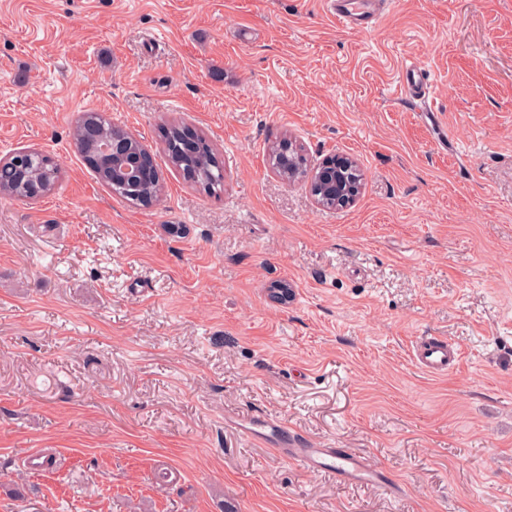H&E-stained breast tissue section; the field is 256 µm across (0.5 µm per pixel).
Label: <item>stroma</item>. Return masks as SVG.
<instances>
[{
	"mask_svg": "<svg viewBox=\"0 0 512 512\" xmlns=\"http://www.w3.org/2000/svg\"><path fill=\"white\" fill-rule=\"evenodd\" d=\"M84 112L146 146L161 201L95 177ZM170 124L221 191L170 164ZM284 137L355 160L356 202L275 175ZM26 149L61 172L0 196V512H512V0H391L365 30L325 0H0V159ZM423 336L460 365L419 369ZM253 415L385 484L284 459ZM427 71L417 63L407 65L401 76V90L416 100L424 101L428 89ZM112 128L122 129L121 127L112 125L110 122H107L97 113H86L83 117L79 118L73 129V141L76 147L77 152L81 155V157L87 162V158L82 150L83 146L86 145L91 138L96 139H107L110 137ZM92 168V171L96 174V176L106 184L113 193L118 196L126 199L127 201H131L134 204H148L153 201H157L163 191V185L159 179V181L151 185L145 189H141L137 192H131L124 187L115 185L112 183V180L107 175L105 169L101 165H92L89 163ZM187 132H192V130L176 124L162 129L169 162L175 168L180 169L190 181L199 185L203 190L211 192L215 185L219 186L224 179L222 167L209 143L195 133L196 151L192 154L183 153L181 147L187 137Z\"/></svg>",
	"mask_w": 512,
	"mask_h": 512,
	"instance_id": "1",
	"label": "stroma"
}]
</instances>
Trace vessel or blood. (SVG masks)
<instances>
[{"label":"vessel or blood","mask_w":512,"mask_h":512,"mask_svg":"<svg viewBox=\"0 0 512 512\" xmlns=\"http://www.w3.org/2000/svg\"><path fill=\"white\" fill-rule=\"evenodd\" d=\"M372 0H327L330 10L344 27L373 25L378 21L371 11ZM428 86L427 72L417 63L407 65L402 72L400 87L406 95L424 100ZM416 363L425 372L443 375L454 368L460 350L437 338L423 339L413 350ZM240 428L251 438L267 443L287 458L296 460L311 469L336 470L348 481H381L380 471L369 469L364 460L347 450L313 445L309 440L288 431L281 422L267 418L251 417L240 420Z\"/></svg>","instance_id":"vessel-or-blood-1"}]
</instances>
